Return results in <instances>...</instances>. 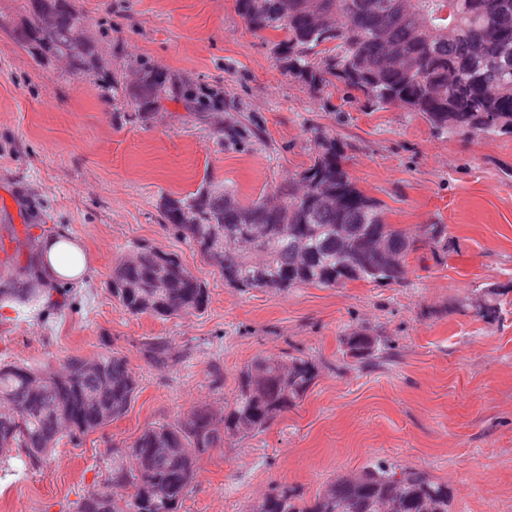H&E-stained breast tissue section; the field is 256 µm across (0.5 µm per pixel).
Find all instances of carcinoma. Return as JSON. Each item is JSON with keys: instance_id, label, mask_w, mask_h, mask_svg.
I'll return each instance as SVG.
<instances>
[{"instance_id": "cac0c4a2", "label": "carcinoma", "mask_w": 512, "mask_h": 512, "mask_svg": "<svg viewBox=\"0 0 512 512\" xmlns=\"http://www.w3.org/2000/svg\"><path fill=\"white\" fill-rule=\"evenodd\" d=\"M256 31H276L275 54L288 74L319 90L337 80L375 110L397 104L420 115L432 131L451 129L512 135V0H236ZM19 40L67 59L72 73L100 72L95 42L76 0H26ZM131 98L146 109L168 98L198 112L193 85L167 70L136 64ZM316 157L304 171L244 204L219 186L201 185L167 197L161 209L169 229L189 241L234 288L285 293L299 286L336 288L348 282L401 284L406 259L423 246H446L445 225L424 236L386 222L380 202L366 195L336 139L315 136ZM28 244L27 279L0 276V303L30 306L46 320L72 287L36 274L38 242ZM112 298L133 315L181 317L203 311L206 283L180 258L147 246L112 270ZM349 351L368 358L376 339L357 330ZM146 359L174 362L168 341L147 343ZM317 376L301 357L259 355L244 366L224 414L199 403L174 423L150 425L123 448H111L104 479L83 496L76 512H179L200 456L224 440L261 433L303 399ZM138 379L126 358L107 351L72 357L63 370L0 365V455L16 449L36 467L67 437L72 442L124 415ZM448 486L425 471L380 460L340 478L307 502L277 485L249 512H448Z\"/></svg>"}]
</instances>
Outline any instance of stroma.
<instances>
[{
    "instance_id": "stroma-1",
    "label": "stroma",
    "mask_w": 512,
    "mask_h": 512,
    "mask_svg": "<svg viewBox=\"0 0 512 512\" xmlns=\"http://www.w3.org/2000/svg\"><path fill=\"white\" fill-rule=\"evenodd\" d=\"M24 6L0 0V275L24 279L29 234L51 228L82 242L90 274L77 304L50 322L0 307V362L58 370L112 350L139 388L122 417L80 443L61 440L40 467L0 460V512H75L110 446L200 402L223 409L259 355L310 357L318 376L266 431L202 455L179 512H246L277 484L311 499L381 459L446 484L449 512H512V136L438 135L403 107L366 109L339 85L313 90L276 59L275 32L252 30L236 0H79L89 34L111 32L120 45L104 54L105 74L146 58L224 97L203 121L168 100L129 120L128 98L105 100L97 79L16 39ZM230 115L243 136L217 138ZM319 132L343 146L387 223L446 225L447 251L411 253L400 285L276 293L226 285L165 228L163 197L211 182L249 203L311 165ZM137 245L177 254L205 281L207 308L159 318L114 300L112 268ZM360 328L382 357L348 351ZM155 338L168 340L171 366L147 363Z\"/></svg>"
}]
</instances>
